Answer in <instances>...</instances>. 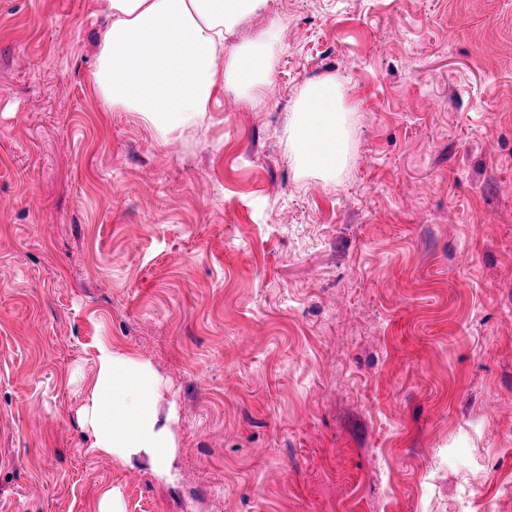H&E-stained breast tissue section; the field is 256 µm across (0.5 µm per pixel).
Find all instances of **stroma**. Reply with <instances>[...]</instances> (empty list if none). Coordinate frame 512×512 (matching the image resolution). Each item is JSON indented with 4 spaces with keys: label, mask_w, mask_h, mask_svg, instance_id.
Masks as SVG:
<instances>
[{
    "label": "stroma",
    "mask_w": 512,
    "mask_h": 512,
    "mask_svg": "<svg viewBox=\"0 0 512 512\" xmlns=\"http://www.w3.org/2000/svg\"><path fill=\"white\" fill-rule=\"evenodd\" d=\"M273 89L108 112L99 0H0V512H512V0H270ZM334 78L350 154L288 120ZM151 360L176 486L95 448ZM288 147L296 167L333 181L345 167L350 147L348 109L336 79L309 83L293 111Z\"/></svg>",
    "instance_id": "obj_1"
}]
</instances>
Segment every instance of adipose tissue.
<instances>
[{
	"mask_svg": "<svg viewBox=\"0 0 512 512\" xmlns=\"http://www.w3.org/2000/svg\"><path fill=\"white\" fill-rule=\"evenodd\" d=\"M267 0H102L110 25L94 72L107 111L137 112L161 134L202 124L217 90L253 99L268 91L271 56L280 39L269 25L256 40L220 61L224 37ZM296 167L332 181L350 147L348 109L340 83L325 79L303 90L288 127ZM164 384L150 360L98 347V371L82 408L94 445L147 465L160 481L177 476L173 421L161 418Z\"/></svg>",
	"mask_w": 512,
	"mask_h": 512,
	"instance_id": "adipose-tissue-1",
	"label": "adipose tissue"
}]
</instances>
